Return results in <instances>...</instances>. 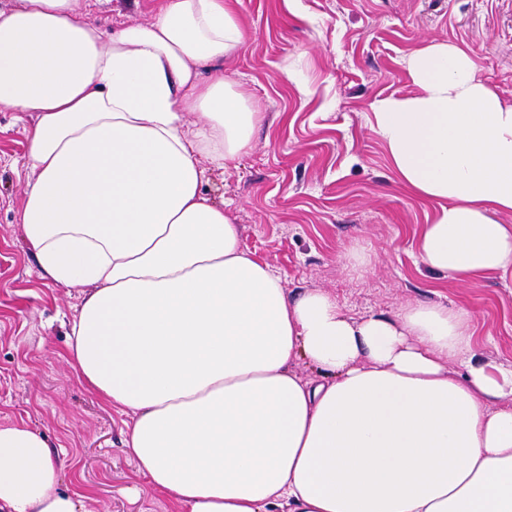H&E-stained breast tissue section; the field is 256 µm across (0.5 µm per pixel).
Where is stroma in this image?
<instances>
[{"label": "stroma", "instance_id": "35a3bbf8", "mask_svg": "<svg viewBox=\"0 0 512 512\" xmlns=\"http://www.w3.org/2000/svg\"><path fill=\"white\" fill-rule=\"evenodd\" d=\"M155 0H112L105 33L147 21ZM248 32L224 75L259 112L251 148L208 167L205 190L240 225L289 296L336 295L348 314L420 299L471 310L481 352L512 365V271L462 283L430 271L419 237L439 209L398 181L373 106L412 94L404 58L436 39L469 51L512 101V0H238ZM0 112V422L47 439L62 486L86 512H175L136 472L126 414L99 401L68 359L81 300L43 277L19 225L27 128Z\"/></svg>", "mask_w": 512, "mask_h": 512}]
</instances>
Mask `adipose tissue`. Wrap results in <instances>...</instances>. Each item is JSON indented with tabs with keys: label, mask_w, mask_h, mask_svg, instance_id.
<instances>
[{
	"label": "adipose tissue",
	"mask_w": 512,
	"mask_h": 512,
	"mask_svg": "<svg viewBox=\"0 0 512 512\" xmlns=\"http://www.w3.org/2000/svg\"><path fill=\"white\" fill-rule=\"evenodd\" d=\"M108 2L0 7V111L31 119L22 232L80 293L71 357L129 415L138 473L177 512H512V366L476 349L469 311L289 297L205 194L259 121L221 67L246 41L234 0H160L109 36L89 20ZM404 66L416 91L378 100L374 130L441 203L423 263L511 270L512 102L459 46ZM0 512H82L23 423H0Z\"/></svg>",
	"instance_id": "obj_1"
}]
</instances>
